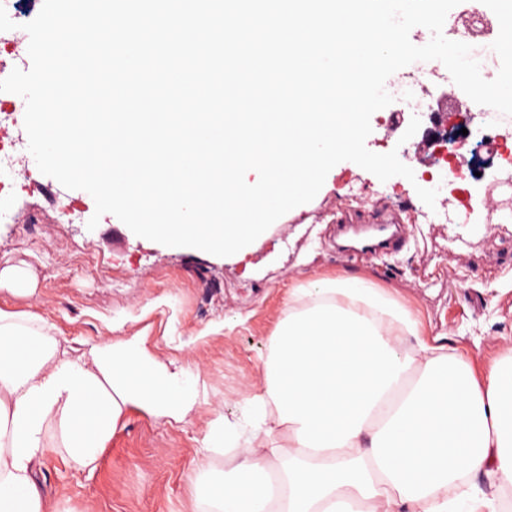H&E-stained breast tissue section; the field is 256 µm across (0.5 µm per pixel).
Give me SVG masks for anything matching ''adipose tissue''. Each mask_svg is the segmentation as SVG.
Segmentation results:
<instances>
[{"instance_id": "1", "label": "adipose tissue", "mask_w": 512, "mask_h": 512, "mask_svg": "<svg viewBox=\"0 0 512 512\" xmlns=\"http://www.w3.org/2000/svg\"><path fill=\"white\" fill-rule=\"evenodd\" d=\"M417 334L363 278L295 289L261 386L218 419L237 463L211 491L215 512H498L485 488L512 486V346L479 380ZM30 338L39 350L19 359ZM199 378L135 334L71 355L39 316L0 307V512H55L36 478L48 434L94 466L128 408L188 421Z\"/></svg>"}]
</instances>
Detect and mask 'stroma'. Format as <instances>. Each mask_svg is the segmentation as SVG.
<instances>
[{
  "mask_svg": "<svg viewBox=\"0 0 512 512\" xmlns=\"http://www.w3.org/2000/svg\"><path fill=\"white\" fill-rule=\"evenodd\" d=\"M5 200L0 270H21L28 297L0 288V307L39 315L72 355L140 334L162 361L199 365L210 402L187 423L127 411L94 470L77 466L49 438L37 479L58 512H204L199 471L219 482L235 451L207 450L217 413L233 418L254 390L293 289L313 276H358L383 289L419 323L422 339L446 345L482 374L512 339V188L492 195L498 219L474 209L470 225L402 227L404 247L350 260L336 250L337 210L408 209L418 203L405 177L380 181L344 161L309 203L275 221L250 245L248 264L135 235L112 214L96 215L92 196L42 174L29 151ZM373 195L352 201V187ZM79 219L64 223L61 206ZM95 229H88L91 217Z\"/></svg>",
  "mask_w": 512,
  "mask_h": 512,
  "instance_id": "35a3bbf8",
  "label": "stroma"
}]
</instances>
